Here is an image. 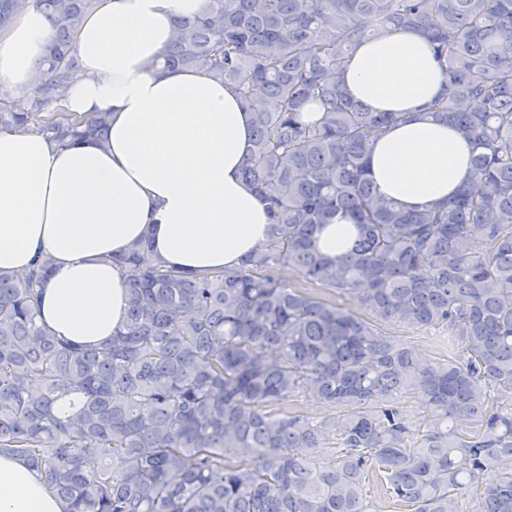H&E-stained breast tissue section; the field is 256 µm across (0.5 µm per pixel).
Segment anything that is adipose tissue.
Listing matches in <instances>:
<instances>
[{"label": "adipose tissue", "mask_w": 512, "mask_h": 512, "mask_svg": "<svg viewBox=\"0 0 512 512\" xmlns=\"http://www.w3.org/2000/svg\"><path fill=\"white\" fill-rule=\"evenodd\" d=\"M201 0H99L73 46L81 68L65 107L106 112V143L68 148L37 133L0 129V269L52 261L40 321L56 336L99 347L126 316L125 281L112 255L150 239L155 256L185 275L235 267L268 237L265 203L244 184L252 117L232 86L199 69L154 70L176 16ZM52 34L35 6L0 32V90L32 85ZM336 80L374 112L407 122L377 138L370 171L378 191L422 209L452 198L476 148L449 122L425 119L444 77L426 40L399 30L361 44ZM0 512H64L27 464L0 455Z\"/></svg>", "instance_id": "1"}]
</instances>
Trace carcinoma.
Returning <instances> with one entry per match:
<instances>
[{
  "instance_id": "carcinoma-1",
  "label": "carcinoma",
  "mask_w": 512,
  "mask_h": 512,
  "mask_svg": "<svg viewBox=\"0 0 512 512\" xmlns=\"http://www.w3.org/2000/svg\"><path fill=\"white\" fill-rule=\"evenodd\" d=\"M31 2L53 26L43 77L0 93V129L106 142L109 113L58 104L97 0H0V31ZM410 28L444 76L430 115L479 148L460 193L416 211L369 177L373 141L406 113L372 112L336 83L362 41ZM163 65L222 79L251 112L241 175L266 202L268 239L194 279L146 239L112 256L127 318L91 349L38 324L50 258L0 270V454L41 473L65 512H463L469 489L477 512H512V0H202ZM310 102L322 115L304 123ZM339 212L357 237L332 259L318 235ZM384 324L440 329L456 352L423 361ZM291 394L336 413L278 412Z\"/></svg>"
}]
</instances>
